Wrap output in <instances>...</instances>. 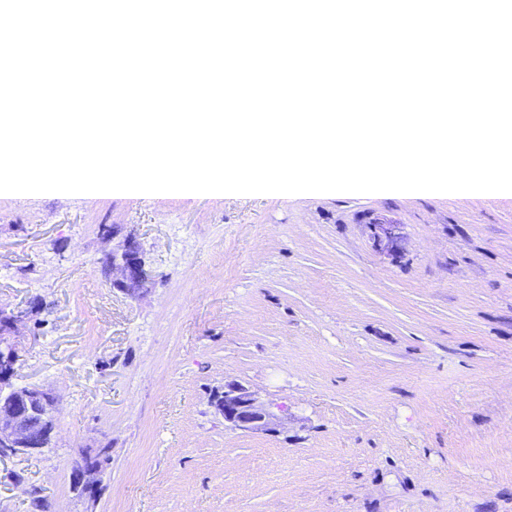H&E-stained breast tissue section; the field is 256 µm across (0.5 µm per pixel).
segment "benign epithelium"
<instances>
[{"mask_svg":"<svg viewBox=\"0 0 512 512\" xmlns=\"http://www.w3.org/2000/svg\"><path fill=\"white\" fill-rule=\"evenodd\" d=\"M374 242L377 246L392 250L397 246L398 229L393 224L372 225ZM112 267L121 270L125 280L118 283L129 295L139 293L148 280L139 246L127 239L119 251L112 254ZM26 312L21 310L6 311L0 309V386L7 384L11 390H19L31 401V406H45L50 415H55L59 400L52 393L35 385L16 388L12 386L19 355L18 342L11 339L17 323L23 321ZM211 407L224 419L225 428L242 433H262L271 435L277 432L278 421L270 407L260 402L255 394L240 383H228L224 390L215 392L210 397ZM44 430L25 412L13 403L0 401V451L3 453L27 454L42 450ZM100 469L81 462L75 465L73 479L85 490V497L96 499L101 484L95 475Z\"/></svg>","mask_w":512,"mask_h":512,"instance_id":"benign-epithelium-1","label":"benign epithelium"}]
</instances>
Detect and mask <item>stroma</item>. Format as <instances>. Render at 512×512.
Listing matches in <instances>:
<instances>
[{"instance_id":"1","label":"stroma","mask_w":512,"mask_h":512,"mask_svg":"<svg viewBox=\"0 0 512 512\" xmlns=\"http://www.w3.org/2000/svg\"><path fill=\"white\" fill-rule=\"evenodd\" d=\"M127 238L134 298L103 264ZM0 308L28 312L14 385L59 398L0 512H512V194H0ZM230 382L284 432L225 429ZM116 253L112 252V269L121 270L125 280L118 283L129 295L139 293L144 283L148 280V273L144 267L139 246L134 240L126 239ZM120 251V252H119ZM120 260V263H117ZM99 473V468L88 466L83 460H81V463L75 464L73 479L79 488L85 490V497L88 499L94 500L99 496L100 480L94 478V475Z\"/></svg>"}]
</instances>
